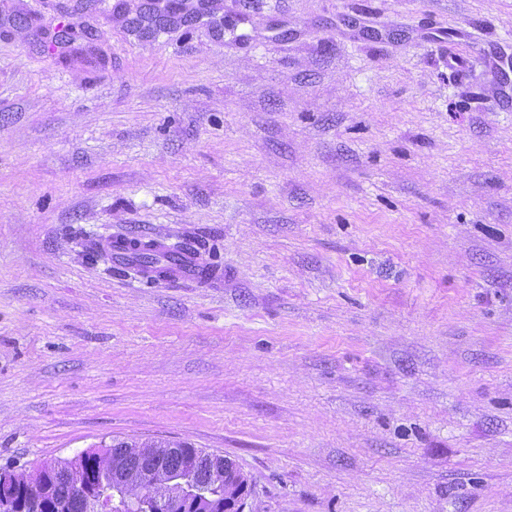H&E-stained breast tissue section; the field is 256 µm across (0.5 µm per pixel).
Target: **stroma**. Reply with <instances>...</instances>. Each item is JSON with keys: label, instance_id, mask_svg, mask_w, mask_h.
<instances>
[{"label": "stroma", "instance_id": "stroma-1", "mask_svg": "<svg viewBox=\"0 0 512 512\" xmlns=\"http://www.w3.org/2000/svg\"><path fill=\"white\" fill-rule=\"evenodd\" d=\"M115 439L244 512H512V0H0V467ZM133 243H137V245L134 246ZM102 247L111 253L112 258L107 253L102 256L117 265H126L134 253L143 250L150 251L160 258L159 263L146 273L147 279L156 282L181 281L209 285L220 282L224 276L222 267L202 262L196 250H183L184 248L193 249V245L177 247L175 250L180 252L171 258H168V255L172 248L152 239L145 241L144 239L119 236L113 240L112 238L106 239Z\"/></svg>", "mask_w": 512, "mask_h": 512}]
</instances>
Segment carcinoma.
Here are the masks:
<instances>
[{
    "label": "carcinoma",
    "mask_w": 512,
    "mask_h": 512,
    "mask_svg": "<svg viewBox=\"0 0 512 512\" xmlns=\"http://www.w3.org/2000/svg\"><path fill=\"white\" fill-rule=\"evenodd\" d=\"M162 454L160 485L135 484L113 490L112 465L142 472L148 456ZM218 459L213 453L188 445L168 452L160 443L136 456L127 441L112 440L101 450H87L70 459H56L57 470L43 464L34 471H12V484L0 498V512H22L28 488L50 489V496L62 505L60 512H157L155 497L161 489L174 495L175 512H224V486L227 480L216 474Z\"/></svg>",
    "instance_id": "carcinoma-1"
}]
</instances>
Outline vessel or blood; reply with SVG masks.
Here are the masks:
<instances>
[{
  "label": "vessel or blood",
  "instance_id": "vessel-or-blood-1",
  "mask_svg": "<svg viewBox=\"0 0 512 512\" xmlns=\"http://www.w3.org/2000/svg\"><path fill=\"white\" fill-rule=\"evenodd\" d=\"M104 248L118 265L127 264L134 253L150 251L158 257L159 262L150 268L147 277L156 282L181 281L209 285L220 282L224 276L222 267L202 262L197 252L183 250L174 254L168 246L157 240L141 239L133 244L129 239L119 236L106 240Z\"/></svg>",
  "mask_w": 512,
  "mask_h": 512
}]
</instances>
